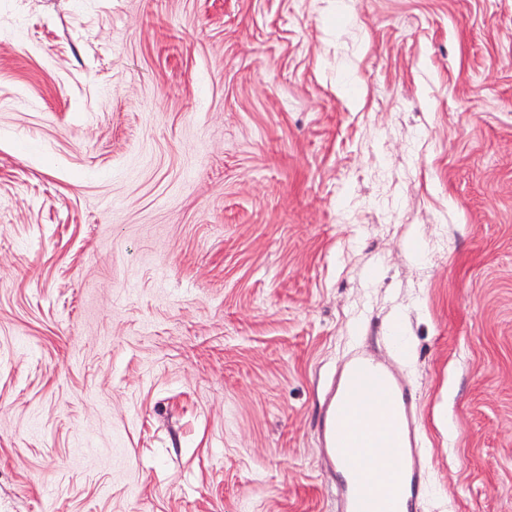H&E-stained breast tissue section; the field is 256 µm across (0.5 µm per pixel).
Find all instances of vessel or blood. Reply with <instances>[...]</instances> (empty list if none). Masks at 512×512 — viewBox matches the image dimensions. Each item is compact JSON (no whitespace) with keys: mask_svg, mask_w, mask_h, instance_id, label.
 Segmentation results:
<instances>
[{"mask_svg":"<svg viewBox=\"0 0 512 512\" xmlns=\"http://www.w3.org/2000/svg\"><path fill=\"white\" fill-rule=\"evenodd\" d=\"M412 403L393 373L366 357L350 359L334 383L323 430L328 455L336 461L354 448L375 455L373 467L341 482L343 512H410L421 491Z\"/></svg>","mask_w":512,"mask_h":512,"instance_id":"obj_1","label":"vessel or blood"}]
</instances>
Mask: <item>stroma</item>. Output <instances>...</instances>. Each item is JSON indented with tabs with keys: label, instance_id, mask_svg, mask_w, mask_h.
<instances>
[{
	"label": "stroma",
	"instance_id": "stroma-1",
	"mask_svg": "<svg viewBox=\"0 0 512 512\" xmlns=\"http://www.w3.org/2000/svg\"><path fill=\"white\" fill-rule=\"evenodd\" d=\"M0 0V512H341L385 364L412 512H512V0ZM413 400L393 373L366 357L350 359L328 397L325 449L336 464L373 449L372 468H352L340 484L343 512H409L421 491Z\"/></svg>",
	"mask_w": 512,
	"mask_h": 512
}]
</instances>
